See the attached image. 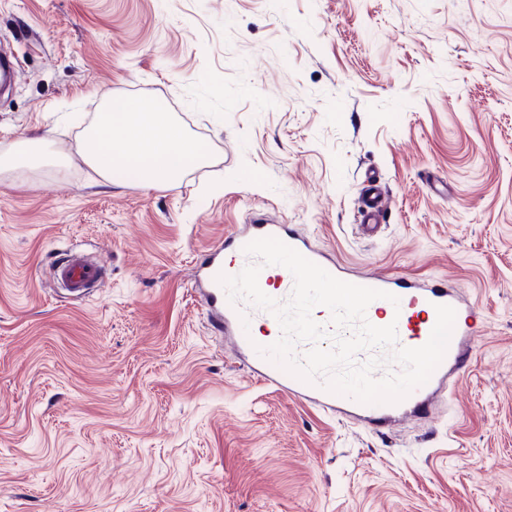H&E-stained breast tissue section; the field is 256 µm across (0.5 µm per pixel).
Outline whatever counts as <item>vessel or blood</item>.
Listing matches in <instances>:
<instances>
[{
    "label": "vessel or blood",
    "mask_w": 512,
    "mask_h": 512,
    "mask_svg": "<svg viewBox=\"0 0 512 512\" xmlns=\"http://www.w3.org/2000/svg\"><path fill=\"white\" fill-rule=\"evenodd\" d=\"M389 213L386 193L379 179L375 174H366L359 213L361 228L368 234L376 232L387 223ZM269 236L278 238L342 281L385 291V298L369 304L366 318L379 327L396 324L398 346H423L436 323L437 306L454 308L456 317L452 336L442 362L430 379L398 403L366 405L331 393L324 389L322 383H306L262 356L261 348L271 345L281 335L278 321L269 312L246 302L230 303L218 277L222 274L237 275L253 263L254 258L245 253V246L252 240ZM52 276L58 287L80 297L101 281L103 267L85 255L68 252L53 261ZM192 279L207 310L212 330L231 340L236 362L246 366L254 378L286 391L302 402L377 431L390 430L410 417H431L445 403L463 369L470 364L485 327L478 304L462 289L450 286L447 280L421 283L386 275L350 274L345 266L314 248L291 225L265 219L250 221L227 234L217 245L198 254ZM258 283L265 294L282 302L293 290L294 277L283 266L269 265L262 268Z\"/></svg>",
    "instance_id": "b4317fda"
}]
</instances>
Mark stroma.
I'll use <instances>...</instances> for the list:
<instances>
[{
	"mask_svg": "<svg viewBox=\"0 0 512 512\" xmlns=\"http://www.w3.org/2000/svg\"><path fill=\"white\" fill-rule=\"evenodd\" d=\"M0 45V154L65 159L0 173V512H512V0H0ZM115 97L208 163L103 183L79 147ZM256 214L466 289L488 328L433 419L376 433L234 363L190 272ZM65 249L106 268L85 299L50 277ZM390 214L386 193L374 172L366 173L364 197L359 213V226L368 236L382 224H387Z\"/></svg>",
	"mask_w": 512,
	"mask_h": 512,
	"instance_id": "stroma-1",
	"label": "stroma"
}]
</instances>
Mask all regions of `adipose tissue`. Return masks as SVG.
<instances>
[{"mask_svg": "<svg viewBox=\"0 0 512 512\" xmlns=\"http://www.w3.org/2000/svg\"><path fill=\"white\" fill-rule=\"evenodd\" d=\"M84 141L85 161L107 184L119 175L150 189L206 161L202 145L153 99L105 103Z\"/></svg>", "mask_w": 512, "mask_h": 512, "instance_id": "adipose-tissue-1", "label": "adipose tissue"}]
</instances>
